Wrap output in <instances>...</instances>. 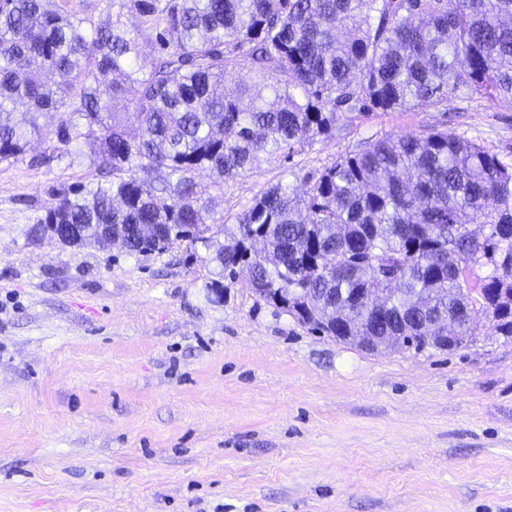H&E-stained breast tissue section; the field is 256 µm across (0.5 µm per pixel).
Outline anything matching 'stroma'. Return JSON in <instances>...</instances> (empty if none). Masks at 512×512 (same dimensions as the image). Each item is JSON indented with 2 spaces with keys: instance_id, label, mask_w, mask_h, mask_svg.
<instances>
[{
  "instance_id": "obj_1",
  "label": "stroma",
  "mask_w": 512,
  "mask_h": 512,
  "mask_svg": "<svg viewBox=\"0 0 512 512\" xmlns=\"http://www.w3.org/2000/svg\"><path fill=\"white\" fill-rule=\"evenodd\" d=\"M438 127L512 164V108L338 117L293 162L216 192L235 216L385 136ZM33 139L0 162V512H512V338L378 351L209 284L213 252L65 247L37 235L55 195L97 180L90 151Z\"/></svg>"
}]
</instances>
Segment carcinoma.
Here are the masks:
<instances>
[{"label":"carcinoma","instance_id":"obj_1","mask_svg":"<svg viewBox=\"0 0 512 512\" xmlns=\"http://www.w3.org/2000/svg\"><path fill=\"white\" fill-rule=\"evenodd\" d=\"M105 11L87 30L56 0H0V161L46 131L67 154L90 145L103 175L59 195L42 223L81 225L80 248L109 230L131 254L200 241L219 268L212 294L245 268L256 299L325 336L360 322L418 352L433 346L431 316L468 307L461 343L491 319L512 338V166L483 146L443 129L380 138L303 194L277 182L232 218L215 217L194 179L210 172L222 194L261 156L290 161L331 137L339 115L442 105L461 89L512 106V0H106ZM46 70L67 80L50 87ZM115 99L127 111H111ZM217 222L222 242L208 235ZM369 288L380 305L359 301Z\"/></svg>","mask_w":512,"mask_h":512}]
</instances>
